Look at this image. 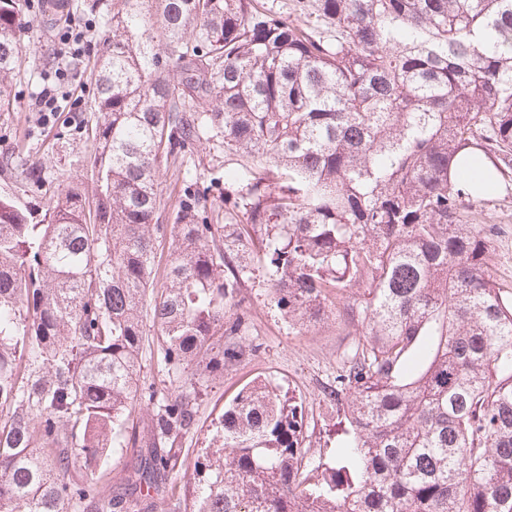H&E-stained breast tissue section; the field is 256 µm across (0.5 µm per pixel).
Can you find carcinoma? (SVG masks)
<instances>
[{
  "label": "carcinoma",
  "mask_w": 512,
  "mask_h": 512,
  "mask_svg": "<svg viewBox=\"0 0 512 512\" xmlns=\"http://www.w3.org/2000/svg\"><path fill=\"white\" fill-rule=\"evenodd\" d=\"M29 0H0V108ZM106 9L94 61L95 205L68 183L41 211L0 193V512H152L192 392H144L146 333L173 380L246 345L243 290L268 275L288 326L355 328L326 398L334 455L308 457L305 409L268 379L224 410L194 463L191 512H512V293L495 228L453 178L485 159L512 184V0H40L64 26ZM241 158L185 185L161 169L201 140ZM42 181L15 176L26 193ZM170 241L152 291L156 244ZM147 415V434L135 414ZM141 447L124 492L92 479ZM90 478L70 480L75 468ZM239 158L232 154L224 153V144L221 138L214 137L208 142H203L193 151L192 158L185 159L181 172L171 169L160 179L159 190L162 197L168 203L165 212L159 219V224H170L168 220L169 212L178 196L184 188V174L187 178L198 179L205 184L210 185L211 200L214 208L219 212L218 224L224 223V169L236 168Z\"/></svg>",
  "instance_id": "cac0c4a2"
}]
</instances>
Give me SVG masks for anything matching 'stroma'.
Here are the masks:
<instances>
[{
    "label": "stroma",
    "instance_id": "obj_1",
    "mask_svg": "<svg viewBox=\"0 0 512 512\" xmlns=\"http://www.w3.org/2000/svg\"><path fill=\"white\" fill-rule=\"evenodd\" d=\"M25 20L17 72L9 85L10 105L0 109V157L16 151L23 166L42 168L45 180L32 192L38 202L56 194L59 185L86 180L89 173L91 150L83 126L94 118L95 85L90 68L103 51L109 23L105 13L92 15L94 38L83 43L79 59L63 67L54 56L59 30L43 26L32 9ZM47 83L58 84L64 99L60 112L44 123L32 109V95ZM236 163V156L225 152L221 139L201 143L182 170L161 177L159 189L164 200L172 204L186 179L205 182L211 187L216 212H223L224 171ZM481 218L499 227L493 240L491 275L503 288L512 290V195L501 189L487 196L481 204ZM263 279V274H255L245 290L250 310V352L203 375L196 368L186 369L181 377L199 392L194 425L175 446L185 465H193L201 450L209 447L225 405L259 377L273 380L281 394L302 400L307 421L305 445L310 455H329L336 446L328 431L337 413L327 404L323 390L335 378L353 338L348 328L333 318L310 330H289Z\"/></svg>",
    "mask_w": 512,
    "mask_h": 512
}]
</instances>
